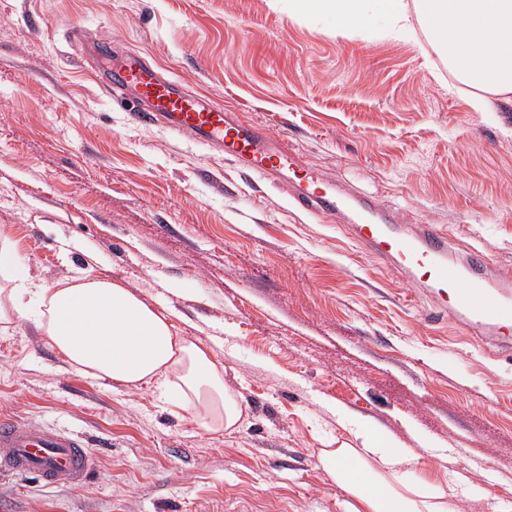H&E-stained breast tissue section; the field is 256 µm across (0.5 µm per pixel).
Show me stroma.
Wrapping results in <instances>:
<instances>
[{"mask_svg": "<svg viewBox=\"0 0 512 512\" xmlns=\"http://www.w3.org/2000/svg\"><path fill=\"white\" fill-rule=\"evenodd\" d=\"M146 56L282 136L393 223L443 224L450 254L512 267V105L477 112L432 48L355 38L281 0H0V231L22 272L82 269L184 315L243 407L209 433L151 389L67 367L29 319L0 330V414L87 441L88 482L0 472V512H352L321 469L347 408L435 477L456 444L460 512H512V353L429 320L402 275L284 184L114 104L89 51ZM186 292H178V285Z\"/></svg>", "mask_w": 512, "mask_h": 512, "instance_id": "obj_1", "label": "stroma"}]
</instances>
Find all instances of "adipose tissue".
I'll list each match as a JSON object with an SVG mask.
<instances>
[{"mask_svg":"<svg viewBox=\"0 0 512 512\" xmlns=\"http://www.w3.org/2000/svg\"><path fill=\"white\" fill-rule=\"evenodd\" d=\"M290 16L353 36L427 40L475 111L512 96V0H286ZM15 242L0 235V325L34 316L47 345L74 371L129 390L159 391L209 432L237 431L242 407L224 367L201 340L182 336L179 313L157 309L106 277L67 276L46 286L16 270ZM359 447L324 451L319 462L355 498L352 512H457L456 487L415 492L411 456L394 436L336 412Z\"/></svg>","mask_w":512,"mask_h":512,"instance_id":"1","label":"adipose tissue"}]
</instances>
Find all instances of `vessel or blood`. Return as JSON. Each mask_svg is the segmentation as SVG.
I'll list each match as a JSON object with an SVG mask.
<instances>
[{
  "label": "vessel or blood",
  "mask_w": 512,
  "mask_h": 512,
  "mask_svg": "<svg viewBox=\"0 0 512 512\" xmlns=\"http://www.w3.org/2000/svg\"><path fill=\"white\" fill-rule=\"evenodd\" d=\"M103 83L111 95L137 94L145 108L134 118L160 126L190 140L215 146L226 158L243 162L256 175L292 174L288 188L293 205L315 214L335 215L346 200L314 170L302 167L282 138L240 122L222 107L194 95L176 80L153 71L143 56L129 55L105 71ZM370 210L358 208L349 237L378 261L401 268L413 287L425 289L434 310L432 319L448 317L468 336L499 349L512 346V269L499 270L501 287L482 275L488 257L479 251L465 263L449 260L450 236L441 224L419 225L415 235H402L396 225L374 222ZM0 469L36 473L47 483L83 485L91 471V454L84 440L53 427L34 425L0 415Z\"/></svg>",
  "instance_id": "b4317fda"
}]
</instances>
